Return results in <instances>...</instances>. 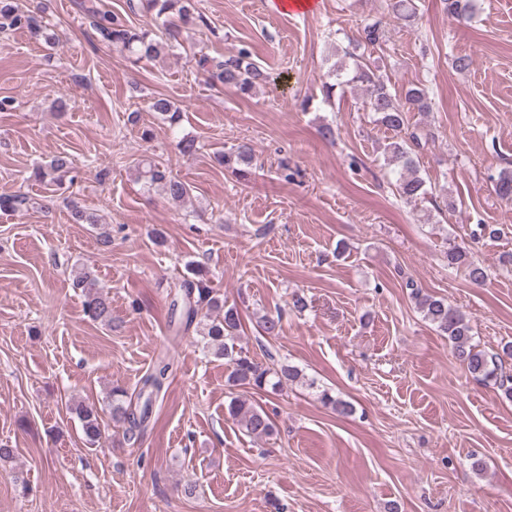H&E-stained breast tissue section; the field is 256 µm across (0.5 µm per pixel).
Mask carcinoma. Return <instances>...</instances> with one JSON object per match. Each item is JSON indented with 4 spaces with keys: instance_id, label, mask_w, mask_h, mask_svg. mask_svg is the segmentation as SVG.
<instances>
[{
    "instance_id": "cac0c4a2",
    "label": "carcinoma",
    "mask_w": 512,
    "mask_h": 512,
    "mask_svg": "<svg viewBox=\"0 0 512 512\" xmlns=\"http://www.w3.org/2000/svg\"><path fill=\"white\" fill-rule=\"evenodd\" d=\"M449 15L458 21L471 19L478 10V0H443ZM143 9L155 13L156 17H176L166 25V35L170 42H180L183 35L193 28L207 25L204 16L196 8L194 0H143ZM390 8L394 17L411 22L416 17L413 0H390ZM93 26L101 36L116 47L129 52L139 61L153 58L160 52V44L149 30H136L129 27L116 15L110 12L90 10ZM0 18L10 26L23 27L35 36L43 33L38 17L21 13L13 4V0H0ZM384 36L382 22L375 21L362 29L353 51L346 55L356 60L354 68L346 73L343 68L333 70L335 82L324 84V96L329 100L333 97L336 87L348 88L352 91L362 88L368 94L367 107L373 112L376 121L392 132L383 146L384 164L397 175L396 191L401 199L410 204H418L431 195L427 181L420 174L418 153L427 141L428 134L421 133L418 128L410 125L408 113L425 112L429 109L427 91L419 86L406 89L403 97L393 95L378 67L366 62L365 53L378 45ZM198 67L208 75V80L235 89L242 95L250 96L266 80L264 72L250 58V53L241 49L238 54L224 61H214L206 56L198 60ZM150 109L163 117L170 127H176L181 120V112L173 107L169 100L158 98ZM253 150L242 144L232 154H223L220 161L225 165L239 163L251 166ZM71 173L70 161L65 155H57L46 166L34 170V176L48 184L61 186ZM141 176L151 185H159L166 199L175 205L183 203L190 197V185L153 163L140 171ZM493 190L496 195L512 201V170H503L493 179ZM472 245L453 242L448 246V268L461 269L469 281L482 285L488 279L487 268L471 259ZM192 279L181 283L186 301V327L196 326L197 331L206 339V347L213 355L224 360L229 368L226 385L230 389L279 390L287 381L302 378L301 371L292 365L281 364L275 368L257 361L254 357L238 347L237 335L241 328L238 311L226 305L224 300L214 293L209 281L204 277L199 265H191ZM73 286L81 289L84 297L85 315L108 327L112 326V301L98 282L87 272L78 273L73 279ZM423 317L436 330L448 337V345L455 358L476 379L495 381L499 384L504 397L512 401V377L498 373L503 357H512V344L503 347V355L492 357L472 344L471 326L466 316L458 309L448 305L441 298L427 295L407 282ZM207 309V313L199 315V311ZM261 331L267 336L279 335L282 328L281 314H266L259 320ZM169 364L159 360L152 371L143 379L138 398L142 399L140 409H132V396L122 387L112 388L110 393L109 414L112 422L126 427V431L140 427L151 415L153 396L162 391L168 379ZM321 402L331 407L337 414L346 416L351 413L350 404L332 396L324 390L320 393ZM229 417L236 421L249 435L256 438L269 437L275 432V424L260 406L243 396L231 399L228 408ZM74 412L81 422L84 441L93 447L102 439L101 416L98 410L87 405H78Z\"/></svg>"
}]
</instances>
